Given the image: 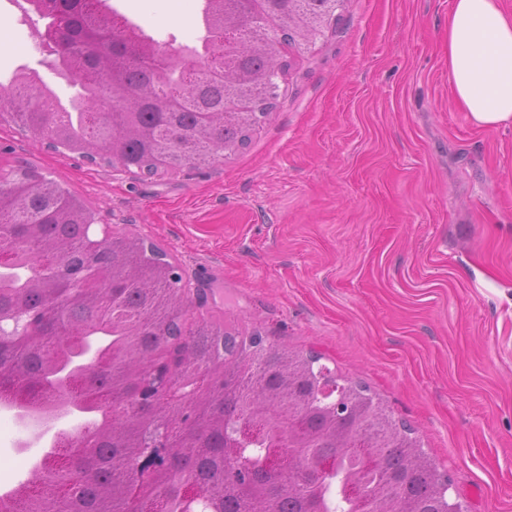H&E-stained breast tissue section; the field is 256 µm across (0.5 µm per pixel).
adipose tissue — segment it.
<instances>
[{"label": "adipose tissue", "instance_id": "adipose-tissue-1", "mask_svg": "<svg viewBox=\"0 0 512 512\" xmlns=\"http://www.w3.org/2000/svg\"><path fill=\"white\" fill-rule=\"evenodd\" d=\"M448 81L473 125H512V11L503 0H453Z\"/></svg>", "mask_w": 512, "mask_h": 512}]
</instances>
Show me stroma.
Instances as JSON below:
<instances>
[{"label": "stroma", "instance_id": "1", "mask_svg": "<svg viewBox=\"0 0 512 512\" xmlns=\"http://www.w3.org/2000/svg\"><path fill=\"white\" fill-rule=\"evenodd\" d=\"M159 49L200 46L204 0H109ZM450 0H343L291 62L249 144L214 168L139 178L0 123V169L31 167L103 228L163 247L191 317L321 355L366 384L448 475L464 512H512V127L478 128L448 84ZM45 22L0 0V81L43 65ZM0 414V493L14 463Z\"/></svg>", "mask_w": 512, "mask_h": 512}]
</instances>
